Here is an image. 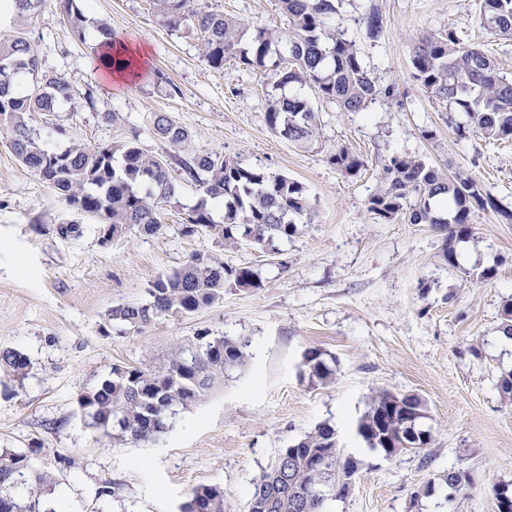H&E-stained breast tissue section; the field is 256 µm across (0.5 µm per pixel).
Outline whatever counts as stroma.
<instances>
[{"label":"stroma","instance_id":"obj_1","mask_svg":"<svg viewBox=\"0 0 512 512\" xmlns=\"http://www.w3.org/2000/svg\"><path fill=\"white\" fill-rule=\"evenodd\" d=\"M197 4L238 20L250 36L287 26L278 0ZM373 6L384 31L372 44L359 20ZM85 14L91 30L106 26L147 56L136 78L108 79L96 63L95 35L79 40L60 0H43L20 25L41 70L63 75L74 89L52 119L34 114L44 136L60 125L84 142L117 144L135 132L144 153L164 158L171 148L152 127L165 113L192 133L197 151L301 183L312 221L264 248L227 246L206 231L183 235L199 191L174 164L180 192L164 208L165 232L132 230L104 245L96 220L86 218L81 237L63 238L55 225L72 220L71 211L18 161L0 130V347L31 362L24 380L0 374V452L35 449L34 466L57 478L68 512H180L201 484L223 487L224 512H247L261 470L328 421L343 456L358 463L348 496L329 502L328 512H495V485L512 483V397L500 389L512 373V348L496 342L502 304L512 297V223L474 211L451 263L445 230L380 223L367 202L385 159L419 154L470 175L512 208V140L458 134L463 114L427 94L410 62L416 33L451 27L511 78L512 40L483 25L479 0H343L337 24L374 80L395 93L367 111L343 112L314 85H302L318 127L312 144L299 145L266 123L279 94L269 70L235 59L212 69L196 29L161 25L147 0H91ZM341 146L362 157L357 175L330 163ZM194 255L251 267L263 286L225 289L213 306L160 316L140 332L108 325L113 306L145 300L158 277ZM489 267L495 276L482 278ZM205 330L246 341L248 362L227 372L172 429L135 443L101 438L86 426L76 411L82 390L116 365H159L174 344ZM309 348L335 359V381L309 380L302 366ZM383 391L422 399L428 448L391 458L366 448L355 426ZM458 468L472 482L453 491L442 476ZM106 483L113 495L98 497Z\"/></svg>","mask_w":512,"mask_h":512}]
</instances>
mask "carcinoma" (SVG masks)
Returning a JSON list of instances; mask_svg holds the SVG:
<instances>
[{"label": "carcinoma", "mask_w": 512, "mask_h": 512, "mask_svg": "<svg viewBox=\"0 0 512 512\" xmlns=\"http://www.w3.org/2000/svg\"><path fill=\"white\" fill-rule=\"evenodd\" d=\"M63 15L79 39L85 38L86 0H61ZM163 25L176 29L192 23L201 37L203 58L215 70L237 59L246 66L266 67L275 87L312 83L320 96L342 112H364L394 86L376 84L354 41L328 19L341 0H279L288 29L260 28L242 42L243 25L221 11L202 10L195 0H148ZM480 17L495 34L512 39V0H480ZM365 38L380 39L384 20L374 9L361 18ZM411 64L414 78L431 97L465 115V123L484 139H512V80L500 75L483 51L466 45L452 28L420 32L414 37ZM39 58L20 30L0 32V128L10 133L9 147L77 215L98 221L99 234L119 237L132 229L160 234L163 206L178 201V188L167 161L138 146V134L117 145L88 144L67 135L63 145L42 142L41 131L29 124L36 112L51 115L74 90L65 77L39 73ZM317 112L298 93L274 99L266 120L271 131L298 144L316 133ZM153 132L180 153L186 179L197 183L200 197L181 231L193 235L207 229L229 245L247 240L266 246L298 232L296 219L311 217L304 187L283 175L218 154L191 150L192 134L166 115H158ZM330 161L348 176L364 166L346 147L330 153ZM380 189L368 200V211L382 223L398 219L411 224L450 225L448 240L468 231L475 208L497 212L512 222V211L499 208L494 196L461 173L447 176L418 155H394L382 167ZM262 287L250 267H234L201 255L159 277L143 302L112 307L109 325L141 331L162 315H190L224 297V288ZM247 362L244 345L229 336L197 334L187 347L178 346L157 368L114 366L110 375L86 388L77 404L85 408L86 424L118 441L149 442L166 432L179 412L201 402L224 373ZM302 365L312 381H333L336 369L317 348L304 352ZM30 360L21 351L0 348V371L24 379ZM415 395L384 392L374 398L356 424L367 447L389 457L428 447L430 431ZM34 449L0 453V512H55L44 507L56 487L55 478L31 462ZM357 461L342 457L336 428L320 423L292 445L256 479L248 512H325L329 499H343L352 487ZM450 489L471 483L470 474L450 470L443 475ZM497 512H512V485L495 487ZM181 512H224V488L200 485L191 490Z\"/></svg>", "instance_id": "obj_1"}]
</instances>
